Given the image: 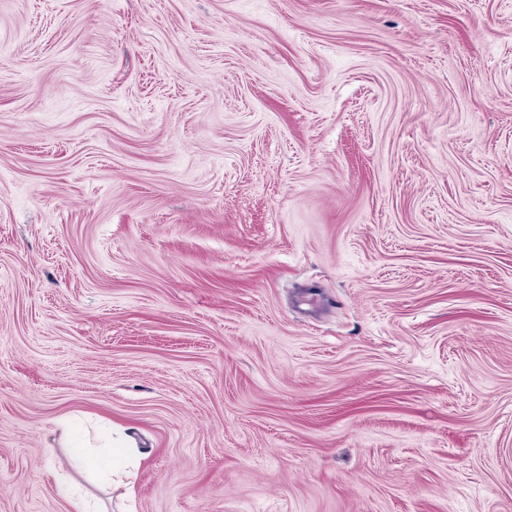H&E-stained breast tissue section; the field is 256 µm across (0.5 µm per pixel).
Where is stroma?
<instances>
[{"label":"stroma","mask_w":512,"mask_h":512,"mask_svg":"<svg viewBox=\"0 0 512 512\" xmlns=\"http://www.w3.org/2000/svg\"><path fill=\"white\" fill-rule=\"evenodd\" d=\"M65 417L105 512H512V0H0V512Z\"/></svg>","instance_id":"obj_1"}]
</instances>
